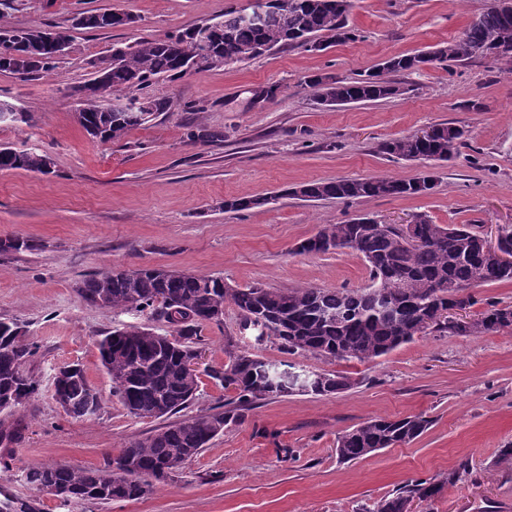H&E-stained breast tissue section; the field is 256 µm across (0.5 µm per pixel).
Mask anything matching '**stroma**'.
Listing matches in <instances>:
<instances>
[{"label": "stroma", "instance_id": "35a3bbf8", "mask_svg": "<svg viewBox=\"0 0 512 512\" xmlns=\"http://www.w3.org/2000/svg\"><path fill=\"white\" fill-rule=\"evenodd\" d=\"M251 0H0V26L55 25L70 36L56 68L35 80L0 71V101L29 122L0 126V146L50 155L51 174L0 171V239L33 243L0 253V320L22 323L37 347L31 370L38 395L22 408L28 428L0 499L34 512H372L404 485L463 468L421 512H512V328L476 336L436 331L370 362L290 353L234 305L222 325L199 331L204 368L248 351L297 372H334L351 385L337 394L291 393L255 402L172 479L137 500H62L26 480L32 466L95 468L125 444L164 426L138 419L111 393L96 342L107 331L158 319L103 310L77 296L76 282L111 267L154 266L223 277L238 288H362L365 260L348 249L300 255L295 246L324 225L361 215L389 223L423 216L494 234L512 225V72L492 57L436 63L397 75L401 95L376 103L319 104L306 76L356 79L384 59L446 45L491 0H354L348 16L357 38L321 52L274 49L244 64L141 86L138 97H166L167 112L103 144L77 124L72 85L90 77L88 62L133 36L163 38ZM115 8L138 17L137 30L89 31L79 13ZM273 97L254 99L259 87ZM196 111H187V103ZM465 131L446 162L390 157L383 142L438 123ZM222 133L189 139L192 127ZM431 173L433 189L410 197L308 202L289 188L312 181ZM275 195L274 204L228 212L233 197ZM77 363L101 398L88 418L67 415L52 396L61 366ZM422 414L431 424L417 439L352 461L336 440L369 418Z\"/></svg>", "mask_w": 512, "mask_h": 512}]
</instances>
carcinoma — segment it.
Listing matches in <instances>:
<instances>
[{
  "label": "carcinoma",
  "instance_id": "1",
  "mask_svg": "<svg viewBox=\"0 0 512 512\" xmlns=\"http://www.w3.org/2000/svg\"><path fill=\"white\" fill-rule=\"evenodd\" d=\"M353 0H288V14L273 13L265 21L246 23L239 12L224 13V19L204 22L164 39L140 37L112 46L108 80L111 95L102 100L93 92L94 79L70 87V95L83 113L81 128L90 136L112 141L146 124L142 117L169 109L165 97L139 101L133 91L153 81H175L188 74L186 52L194 43H204L202 70L233 66L265 55L275 48L307 47L310 39L334 35L344 29L346 40L356 38L348 25ZM103 16L102 10L82 12L75 25L90 30H108L112 24L82 22ZM39 29H0V71L31 80L55 67V59L34 58L41 53ZM491 56L512 64V13L488 7L459 38L432 52L393 56L378 71L354 80L329 81L320 75L305 80L314 94H323L343 104L376 102L399 94L390 76L409 73L436 62H462ZM439 136L423 141L415 134L392 138L381 145L391 156L415 160L420 156L452 158L465 136L455 125H436ZM23 170L50 174L53 161L33 151L0 148V171ZM433 189L432 175L409 180L387 176L364 179L314 181L291 189L290 195L308 201L326 199L403 197ZM277 196L239 197L224 201V211L235 212L275 203ZM416 234L425 241L421 248H408L402 230L395 224L375 227L353 221L328 224L317 235L302 241L299 254L327 253L346 248L359 255L370 268V284L353 290L322 288H265L254 285L233 288L220 276L144 267L128 273L120 267L81 280L77 295L88 305L105 310L146 313L163 319L169 334H159L147 325L108 332L97 344L100 361L112 383L113 393L136 418L171 417L189 407L198 390L199 376L183 366L194 350V337L205 324L223 323L224 305L234 304L245 319L263 326L291 352L315 353L333 360L369 362L395 350L433 328L452 336L470 332L440 320L437 313L458 302L457 293L496 282H512V268L501 266L485 251L467 224H434L419 218ZM512 306L492 307L475 319L476 334L511 328ZM176 337L170 341L168 336ZM36 347L27 343L21 326L0 320V397L30 402L39 383L30 369ZM276 364L241 351L220 369L207 375L224 388L233 387L237 397L226 406L200 412L172 422L156 433L129 442L118 454L96 468L67 464L34 466L27 480L43 490L62 486L70 499L111 502L134 500L145 495L155 482L171 478L186 462L242 417L255 401L288 393L275 383ZM351 386L339 373H311L307 392L338 393ZM60 391L73 418L95 415L101 408L98 393L89 385L84 370L69 365ZM430 425L423 415L400 419L373 417L346 431L336 441V455L351 462L395 444L409 443ZM22 417L0 419V443L13 445L24 435ZM460 478V470L433 481L408 484L377 502L374 512H410L418 499H434L445 484Z\"/></svg>",
  "mask_w": 512,
  "mask_h": 512
}]
</instances>
